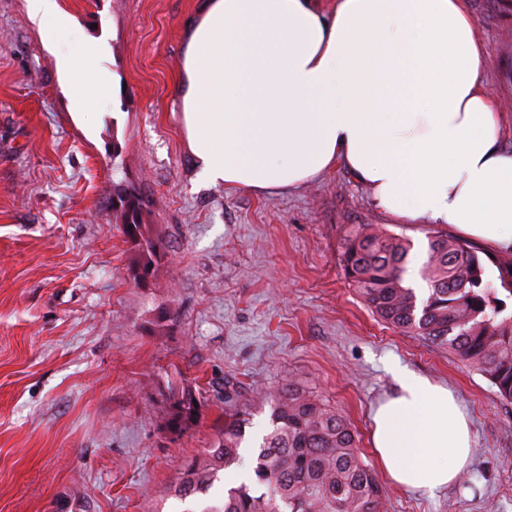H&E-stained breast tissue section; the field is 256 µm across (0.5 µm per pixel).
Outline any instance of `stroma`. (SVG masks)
<instances>
[{
	"mask_svg": "<svg viewBox=\"0 0 512 512\" xmlns=\"http://www.w3.org/2000/svg\"><path fill=\"white\" fill-rule=\"evenodd\" d=\"M98 47L112 94L71 113L25 0H0V512H184L171 489L224 425V384L251 425L261 389L293 382L352 424L373 463V405L403 368L451 389L475 447L458 485L427 498L385 485L387 512H512V403L447 349L380 322L339 266L343 228L378 224L343 166L288 191L198 176L178 78L199 0H63ZM512 151V0H468ZM139 193L160 242L147 282L122 232L117 188ZM206 404L166 431L168 386Z\"/></svg>",
	"mask_w": 512,
	"mask_h": 512,
	"instance_id": "35a3bbf8",
	"label": "stroma"
}]
</instances>
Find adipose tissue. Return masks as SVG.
<instances>
[{
    "mask_svg": "<svg viewBox=\"0 0 512 512\" xmlns=\"http://www.w3.org/2000/svg\"><path fill=\"white\" fill-rule=\"evenodd\" d=\"M51 47L73 111L111 90L86 73L97 49L69 46L61 0H25ZM466 0H203L179 78L181 123L200 174L245 191L306 185L345 166L374 207L403 224L452 226L512 249V153L481 74ZM370 446L385 479L434 496L473 453L467 414L447 387L396 370Z\"/></svg>",
    "mask_w": 512,
    "mask_h": 512,
    "instance_id": "1",
    "label": "adipose tissue"
}]
</instances>
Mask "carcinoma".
Returning a JSON list of instances; mask_svg holds the SVG:
<instances>
[{"mask_svg": "<svg viewBox=\"0 0 512 512\" xmlns=\"http://www.w3.org/2000/svg\"><path fill=\"white\" fill-rule=\"evenodd\" d=\"M123 233L138 248L133 271L151 270L156 246L143 222L140 197L120 200ZM420 270L428 286L418 298L406 285L411 241L374 224H348L340 250L345 278L366 305L403 333L448 349L486 377L498 397L512 401V258L490 254L442 230L428 232ZM495 278H487L488 267ZM237 390L224 383V431L216 446L186 462L174 496L185 501L209 493L219 473L240 461L250 413L237 406ZM270 427L252 462L256 485L231 487L200 512H385L381 484L358 454L357 434L317 395L290 383L267 395ZM165 428L182 434L200 418L201 393L171 392Z\"/></svg>", "mask_w": 512, "mask_h": 512, "instance_id": "cac0c4a2", "label": "carcinoma"}]
</instances>
